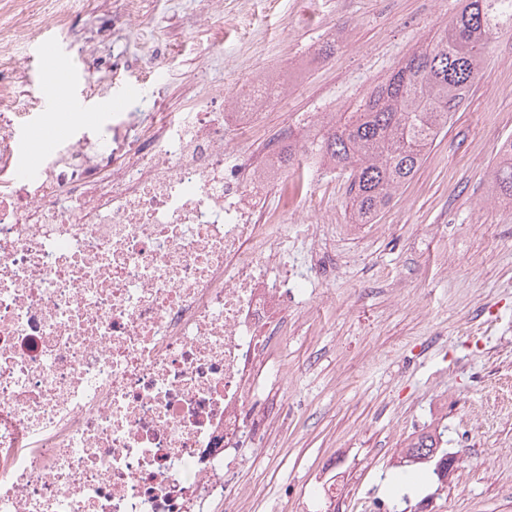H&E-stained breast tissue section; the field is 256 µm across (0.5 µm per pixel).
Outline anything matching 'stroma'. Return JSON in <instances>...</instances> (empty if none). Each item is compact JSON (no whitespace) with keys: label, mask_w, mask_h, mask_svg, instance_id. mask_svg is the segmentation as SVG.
Instances as JSON below:
<instances>
[{"label":"stroma","mask_w":512,"mask_h":512,"mask_svg":"<svg viewBox=\"0 0 512 512\" xmlns=\"http://www.w3.org/2000/svg\"><path fill=\"white\" fill-rule=\"evenodd\" d=\"M71 4L65 28L30 27L7 72L29 126H44L45 85L62 69L90 108L73 130L92 136L113 112L142 127L190 111L204 84L242 95L262 75L289 83L263 111V141L286 121L359 111L460 0H138L146 29L115 31L104 22L121 0ZM47 38L57 55L37 58ZM116 55L128 59L118 73ZM510 135L512 32L494 39L463 107L376 223H352L346 173L289 168L291 221L330 225L336 267L319 282V312L288 305V378L265 383L254 418L265 447L240 449L227 469L251 492L240 512H512V206L491 193ZM435 430L456 459L441 481L432 463L401 461ZM317 483L329 498L309 497Z\"/></svg>","instance_id":"35a3bbf8"}]
</instances>
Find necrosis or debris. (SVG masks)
<instances>
[{
  "mask_svg": "<svg viewBox=\"0 0 512 512\" xmlns=\"http://www.w3.org/2000/svg\"><path fill=\"white\" fill-rule=\"evenodd\" d=\"M238 111L227 115L226 100ZM17 100L0 78V512H202L227 484L259 382L292 332L288 302L322 300L320 227L306 271L259 193L282 147L309 172L317 123L289 125L255 165L254 96L208 84L193 112L105 143L70 134L23 174ZM235 164H225L226 155Z\"/></svg>",
  "mask_w": 512,
  "mask_h": 512,
  "instance_id": "1",
  "label": "necrosis or debris"
}]
</instances>
